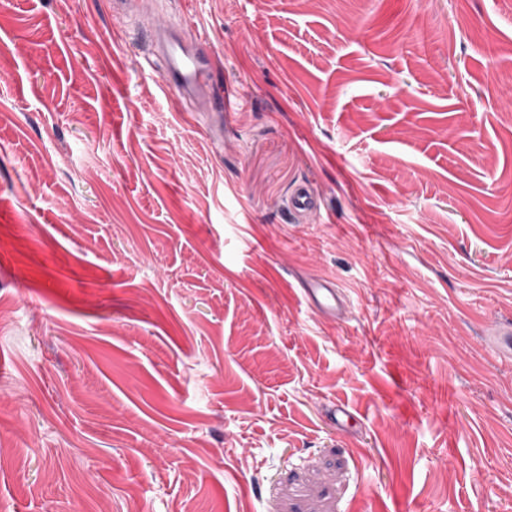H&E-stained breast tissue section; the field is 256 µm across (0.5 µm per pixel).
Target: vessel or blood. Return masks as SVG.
I'll return each mask as SVG.
<instances>
[{"label": "vessel or blood", "instance_id": "b4317fda", "mask_svg": "<svg viewBox=\"0 0 512 512\" xmlns=\"http://www.w3.org/2000/svg\"><path fill=\"white\" fill-rule=\"evenodd\" d=\"M151 46L166 91L209 112L229 110L230 100L215 90L210 55L200 40L186 37L164 21L154 25ZM288 207L299 214L313 211L316 207L313 191L308 186H298L289 198ZM303 297L314 312L332 317L341 314L335 286L328 280L308 281Z\"/></svg>", "mask_w": 512, "mask_h": 512}]
</instances>
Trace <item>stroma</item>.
I'll return each mask as SVG.
<instances>
[{
	"label": "stroma",
	"mask_w": 512,
	"mask_h": 512,
	"mask_svg": "<svg viewBox=\"0 0 512 512\" xmlns=\"http://www.w3.org/2000/svg\"><path fill=\"white\" fill-rule=\"evenodd\" d=\"M511 331L512 0H0V512H512ZM151 63H158L163 88L180 100L207 112H227L229 98L217 94L209 52L200 39H190L168 22L154 25L151 33ZM291 211L299 214H306L316 208L315 195L307 185L298 186L288 201ZM335 288L326 279H314L303 288V297L314 312L338 318L342 312Z\"/></svg>",
	"instance_id": "1"
}]
</instances>
